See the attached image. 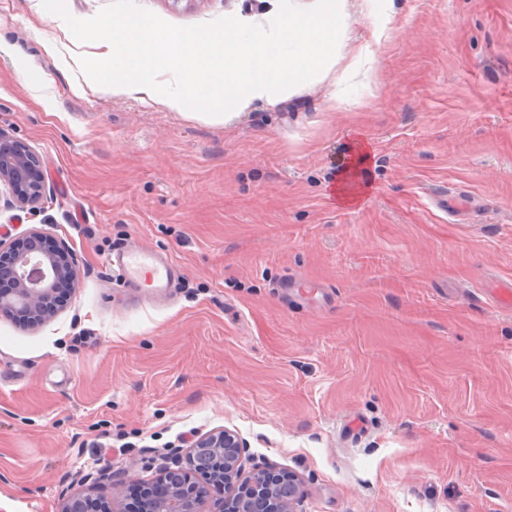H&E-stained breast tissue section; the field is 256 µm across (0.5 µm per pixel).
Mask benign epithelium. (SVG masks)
I'll return each mask as SVG.
<instances>
[{
    "instance_id": "7a95c632",
    "label": "benign epithelium",
    "mask_w": 512,
    "mask_h": 512,
    "mask_svg": "<svg viewBox=\"0 0 512 512\" xmlns=\"http://www.w3.org/2000/svg\"><path fill=\"white\" fill-rule=\"evenodd\" d=\"M47 192L38 154L0 129V199L6 196L10 207L34 212L41 208ZM47 240L46 232L38 227L11 241L0 236V275L13 282L11 288H0V313L31 328L61 309L56 301L59 284L73 285L79 278L70 245L53 239L48 248ZM244 448L239 435L226 429L199 438L188 454L190 466H165L158 482L143 485L145 512H203L215 484L224 485L223 512H297L305 494L298 477L282 474L274 483L269 468L255 467L241 480ZM198 451L205 452L210 467L205 474L194 465ZM98 478L111 483L109 496L76 494L62 512H124L126 485L111 481L103 470Z\"/></svg>"
}]
</instances>
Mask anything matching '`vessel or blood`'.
Masks as SVG:
<instances>
[{
  "instance_id": "b4317fda",
  "label": "vessel or blood",
  "mask_w": 512,
  "mask_h": 512,
  "mask_svg": "<svg viewBox=\"0 0 512 512\" xmlns=\"http://www.w3.org/2000/svg\"><path fill=\"white\" fill-rule=\"evenodd\" d=\"M110 263L125 280L152 293L169 288L179 270L176 261L167 254L133 245L115 250Z\"/></svg>"
}]
</instances>
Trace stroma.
<instances>
[{"label": "stroma", "instance_id": "35a3bbf8", "mask_svg": "<svg viewBox=\"0 0 512 512\" xmlns=\"http://www.w3.org/2000/svg\"><path fill=\"white\" fill-rule=\"evenodd\" d=\"M137 2L179 26L268 9ZM394 4L370 76L214 124L75 91L65 22L0 0V128L51 188L36 214L0 203V233L44 227L81 268L43 325L0 314V512H61L102 469L154 478L224 428L299 477L303 512H512V310L492 293L512 282V0ZM347 13L340 72L374 30L362 0ZM133 241L179 264L170 299L111 275Z\"/></svg>", "mask_w": 512, "mask_h": 512}]
</instances>
